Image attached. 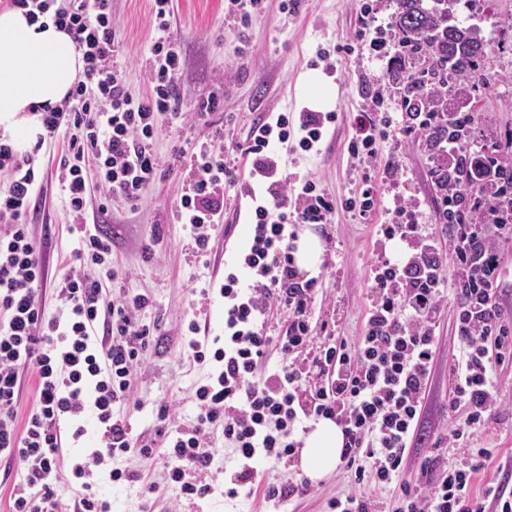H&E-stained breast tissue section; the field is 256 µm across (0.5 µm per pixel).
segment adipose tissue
Here are the masks:
<instances>
[{"mask_svg": "<svg viewBox=\"0 0 512 512\" xmlns=\"http://www.w3.org/2000/svg\"><path fill=\"white\" fill-rule=\"evenodd\" d=\"M83 67L67 31L30 21L17 8L0 10V141L31 149L43 132L41 111L65 99ZM300 440L298 467L308 478L335 470L344 435L334 421H312Z\"/></svg>", "mask_w": 512, "mask_h": 512, "instance_id": "obj_1", "label": "adipose tissue"}]
</instances>
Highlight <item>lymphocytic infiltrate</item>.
I'll list each match as a JSON object with an SVG mask.
<instances>
[{"mask_svg": "<svg viewBox=\"0 0 512 512\" xmlns=\"http://www.w3.org/2000/svg\"><path fill=\"white\" fill-rule=\"evenodd\" d=\"M32 20H52L72 37L84 61L81 80L63 102L42 113V141L63 140L66 154L56 171L65 207L74 223L87 221L94 195L126 202L140 200L152 185L159 160L154 144L160 115L183 114V58L169 29L172 0H153L154 38L150 47L148 91L133 94L114 55L121 33L112 25V0H8ZM460 113L385 112L362 116L349 148L353 157H373L377 139L395 130L423 132L432 156L429 177L441 200L440 219L451 225L447 247L422 232L418 211L393 195L391 221L383 238L407 243L403 262L381 258L375 268L374 295L364 329L355 342L327 331L316 340L311 308L315 281H299L292 261L288 224L326 223L334 205L313 183L290 188L278 174L276 147L291 137L287 115L276 121L254 120L247 151L255 173L269 179L273 207L254 210V234L242 273H228L220 287L228 334L223 347L209 349L190 340L194 363L214 358L221 372L194 390L199 405L194 426L177 428L167 459L169 478L186 497L208 494L205 475L213 462L207 447L212 429L222 428L225 442L248 461L292 456L300 419L323 417L344 434L341 461L355 482L380 486L397 482L414 443L422 441L438 348L437 331L451 316L460 357L450 370L448 415L439 443L426 456L422 486L402 487L393 510L383 502L349 494L330 501L331 512H512V494L503 484L487 483L480 494L471 488L477 457L485 449H466L463 461L445 458L443 446L467 441L485 427L502 405L500 372L512 368V323L500 303V245L512 240V224L498 218V200L485 194L475 208L463 207L441 185V175L455 172L466 156L459 138L436 135L439 123H454ZM195 178L177 204L179 218L191 224L199 250H206L209 228L224 217V180L230 171L224 150L195 146ZM0 171L10 184L0 192V456L22 466L23 483L12 491L10 512H54V487L60 476L61 423L84 409L83 392L93 385L94 407L103 428V446L75 464V478L90 476L117 455L152 450L134 437L129 422L114 410L132 398L131 380L142 365L150 330L136 316L146 295H107L102 280L114 278L112 241L85 232L75 263L55 285L66 318L45 315L43 287L47 271L42 244L28 218L37 208L46 174L38 149L20 151L0 144ZM458 274L460 302L447 310L442 286L446 266ZM98 268L99 276L88 273ZM258 276L260 284L249 283ZM286 306L288 328L272 339L261 320L270 305ZM280 363L258 375L271 346ZM37 376V400L24 426H17L16 406L22 375Z\"/></svg>", "mask_w": 512, "mask_h": 512, "instance_id": "f902f5d3", "label": "lymphocytic infiltrate"}]
</instances>
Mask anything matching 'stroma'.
<instances>
[{"mask_svg": "<svg viewBox=\"0 0 512 512\" xmlns=\"http://www.w3.org/2000/svg\"><path fill=\"white\" fill-rule=\"evenodd\" d=\"M296 12H284L281 0H266L264 10L253 16L248 27H238L224 17V0H174L170 34L179 43L185 60L183 71L184 108L192 110L197 97L214 93L219 108L203 119L164 121L155 149L159 170L155 181L137 205L120 200L106 201L107 212L99 218L98 230L112 240V262L117 276L109 284L111 296L142 293L149 305L138 314L139 323L149 326L153 336L143 354V366L132 386L135 401L122 408L134 435L142 437L153 450L144 457L130 452L113 460V467L136 472L157 482L160 493L143 494L140 483H114L104 473L90 476L99 497L111 512H191L189 500L180 498L178 484L168 478V440L156 432V413L167 405L174 424L190 427L199 412L192 398L194 387L209 382L222 369L209 360L195 364L187 358L190 338L188 323L200 312L210 311L212 319L202 334L211 339L224 336V300L217 288L224 271L241 266L244 249L251 237L252 199L242 197L244 186L265 195L266 179L255 175L248 155V132L259 113L274 117L287 113L299 124L308 111L307 97L321 84L334 90L330 106L336 116L326 124L318 151H290L277 148L282 174L295 185L313 182L334 201L336 209L329 223L316 225L324 252L314 278L321 292L311 314L313 329L334 325L348 340L360 336L373 293L372 271L381 254L391 250L381 240L378 227L387 223L386 206L393 193L419 206L421 220L440 247H447L449 225L439 217L440 197L429 179L430 159L419 134H400L380 142L370 163L353 159L348 145L360 114L377 116L400 109L401 88L393 84L387 62L366 52L346 53L345 45L355 43L363 27L365 9H372L380 35L395 41L392 16L395 0H298ZM151 0H112V22L122 34L123 45L117 61L127 72L134 91H145L144 68L154 32ZM455 17L464 25H477L482 37L498 44L500 51L486 68L493 73L489 84L470 90L479 111L475 134L478 143H500V161L512 164V0H458ZM223 133L229 151L224 160L234 182L224 191V221L209 230L205 252L193 253L189 225L180 222L175 204L187 190L194 173L192 148ZM395 173H388V166ZM377 188L374 209L361 216L346 210L345 199L360 195L365 183ZM33 231L43 244L49 279H56L71 260L79 231L64 209L57 182L46 184ZM459 344L450 327H443L430 394L426 426L435 430L448 410V362ZM498 388L506 401L472 441L473 447L487 449L492 459L476 479V488L497 476V468L512 463V372H503ZM68 436L58 462L62 476L57 486L58 512H74L81 482L70 472L76 462L101 446V429L92 409L62 425ZM81 436H74V429ZM213 463L208 481L209 495L200 498L201 512H328L327 502L336 496L369 494L384 502L395 499L398 486L378 488L356 484L350 471L336 469L313 482L310 494L280 503L267 501L264 485L286 474L293 481L303 475L295 460L268 461L258 465L251 483L242 485L237 496L227 490L246 463L222 432L211 443Z\"/></svg>", "mask_w": 512, "mask_h": 512, "instance_id": "obj_1", "label": "stroma"}]
</instances>
